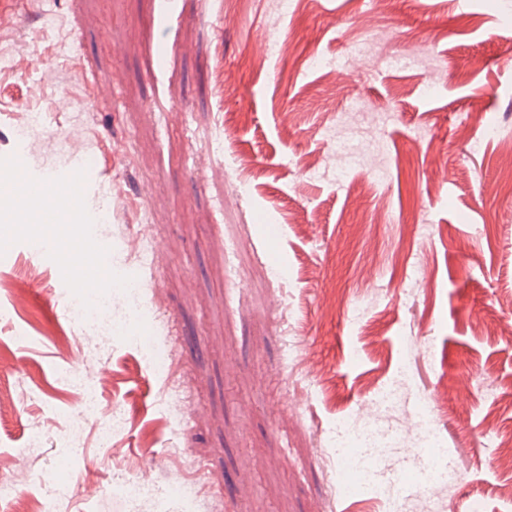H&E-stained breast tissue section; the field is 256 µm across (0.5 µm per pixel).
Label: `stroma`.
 <instances>
[{"instance_id": "stroma-1", "label": "stroma", "mask_w": 512, "mask_h": 512, "mask_svg": "<svg viewBox=\"0 0 512 512\" xmlns=\"http://www.w3.org/2000/svg\"><path fill=\"white\" fill-rule=\"evenodd\" d=\"M8 17L0 163L18 156L57 178L94 166L71 233L105 248L113 309L140 263L128 245L139 226L162 244L147 320H116L98 344L71 314L82 291L64 287L61 261L0 251V349L25 364L0 369L18 406L0 417V463L30 474L28 492L53 472L73 488L54 512H154L108 488L113 468L138 471L151 454L153 480L183 484L198 512H334L341 470L324 456L351 451L340 425L404 373L441 388L440 402L424 411L406 396L379 419L428 414L440 454L393 443L376 463L382 492L359 495V512H386L391 497L406 512H512L487 446L512 437V338L477 326L512 324L500 305L512 193L502 143L482 136L512 134V0H12ZM374 32L383 42L366 66L357 53ZM359 100L382 121L344 137L383 145L379 180L330 161V133ZM152 339L180 355L178 454L143 355ZM75 359L97 371L96 405L69 447L78 396L59 374ZM116 404L129 423L102 439ZM52 415L58 428L29 447ZM435 465L459 479L427 507Z\"/></svg>"}]
</instances>
